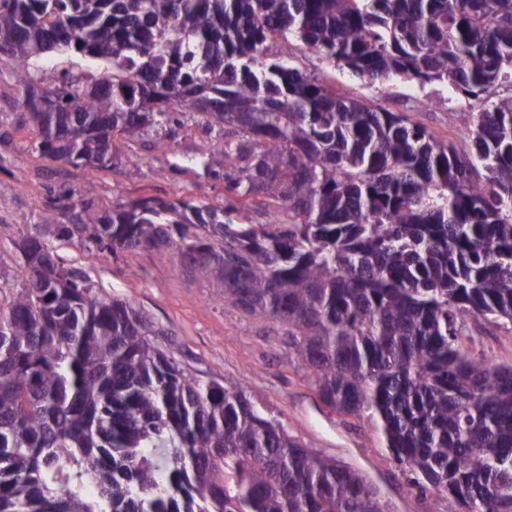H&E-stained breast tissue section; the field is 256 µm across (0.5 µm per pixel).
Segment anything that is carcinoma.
<instances>
[{
  "label": "carcinoma",
  "instance_id": "obj_1",
  "mask_svg": "<svg viewBox=\"0 0 512 512\" xmlns=\"http://www.w3.org/2000/svg\"><path fill=\"white\" fill-rule=\"evenodd\" d=\"M109 71L62 112H29L40 154L112 167V136L219 126L229 202L143 197L57 235L174 251L218 298L285 328L337 414L376 421L410 486L448 512H512V365L475 358L468 320L512 327V0H0V36ZM281 42L283 49L271 51ZM299 43L370 83L487 95L468 143L336 93ZM269 212L265 224L240 211ZM28 284L0 304V512H390L358 469L290 436L240 382L188 374L130 304L24 241Z\"/></svg>",
  "mask_w": 512,
  "mask_h": 512
}]
</instances>
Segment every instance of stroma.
<instances>
[{
    "mask_svg": "<svg viewBox=\"0 0 512 512\" xmlns=\"http://www.w3.org/2000/svg\"><path fill=\"white\" fill-rule=\"evenodd\" d=\"M294 64L320 76L336 92L360 96L393 112H405L437 137L454 140L456 116L480 111L485 101L464 96L443 84L414 81L372 84L322 63L303 47ZM30 73L40 86L68 74L99 78L102 65L77 54L33 60ZM17 65L0 55V264L15 277L0 292V304L23 288L27 267L20 246L30 236L46 241L57 262L84 276L95 288L129 302L156 327L159 343L185 370L201 380H240L259 410L277 417L289 434L319 451L359 468L390 501L394 512H448L447 500L434 492H411L408 476L389 453L369 418L342 417L319 398L314 383L299 368L282 341L277 321L257 320L216 301L218 283L192 277L180 258L160 259L154 252L112 253L62 240L44 215L55 207L80 211L84 201L99 210L142 197L185 199L204 189L212 203L224 200V157L204 155L210 134L187 122L167 130L166 148L156 136H115L110 169L75 168L51 161L36 150V134L19 104Z\"/></svg>",
    "mask_w": 512,
    "mask_h": 512,
    "instance_id": "stroma-1",
    "label": "stroma"
}]
</instances>
